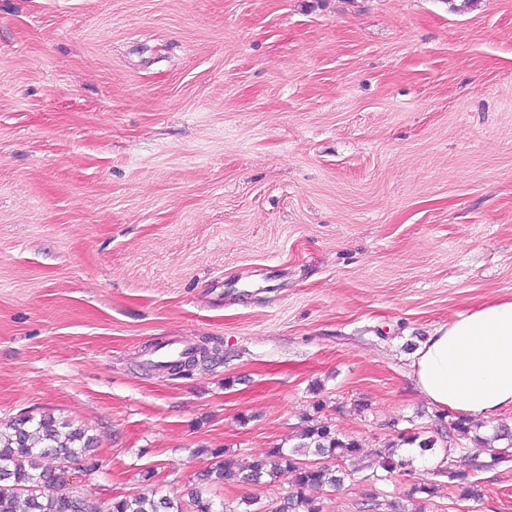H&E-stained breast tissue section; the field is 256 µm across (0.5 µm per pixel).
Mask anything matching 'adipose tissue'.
Returning <instances> with one entry per match:
<instances>
[{
    "label": "adipose tissue",
    "mask_w": 512,
    "mask_h": 512,
    "mask_svg": "<svg viewBox=\"0 0 512 512\" xmlns=\"http://www.w3.org/2000/svg\"><path fill=\"white\" fill-rule=\"evenodd\" d=\"M419 392L438 407L485 422L512 408V297L458 315L421 344Z\"/></svg>",
    "instance_id": "obj_1"
}]
</instances>
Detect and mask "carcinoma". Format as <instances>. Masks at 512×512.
I'll list each match as a JSON object with an SVG mask.
<instances>
[{
  "instance_id": "cac0c4a2",
  "label": "carcinoma",
  "mask_w": 512,
  "mask_h": 512,
  "mask_svg": "<svg viewBox=\"0 0 512 512\" xmlns=\"http://www.w3.org/2000/svg\"><path fill=\"white\" fill-rule=\"evenodd\" d=\"M474 440L490 448L499 441L512 447V430L502 425L489 437L474 436ZM406 441L418 443L419 455L434 454V440ZM95 448L85 431L51 415L35 418L20 415L0 425V512H233L226 503L215 502L208 496L207 485L212 483H258L264 477L277 478L284 473L293 476L295 491L270 510L255 500L254 512H321L312 491L342 487L347 470L346 462L363 459L362 448L354 440L345 439L330 427L315 424L303 430L300 442L288 449L276 447L264 456L240 463L232 458L202 475V486L193 490L189 501L168 497L138 495L115 499L104 509L78 495L54 494L48 489L61 480L65 469L92 457ZM438 472L448 481L456 482L455 491L464 500H479L478 485L467 480L457 470L455 449L443 448ZM414 457L400 448L389 445L375 451L371 466L388 474L397 470L409 471Z\"/></svg>"
}]
</instances>
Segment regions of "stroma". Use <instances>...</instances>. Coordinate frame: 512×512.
Listing matches in <instances>:
<instances>
[{"label": "stroma", "mask_w": 512, "mask_h": 512, "mask_svg": "<svg viewBox=\"0 0 512 512\" xmlns=\"http://www.w3.org/2000/svg\"><path fill=\"white\" fill-rule=\"evenodd\" d=\"M511 296L512 0H0V422L86 430L64 492L184 501L313 424L446 447L415 353ZM461 445L481 502L431 458L322 512H512V448ZM191 348L179 342H164L148 352V359L154 365H164L168 362L187 361V355L191 352Z\"/></svg>", "instance_id": "1"}]
</instances>
